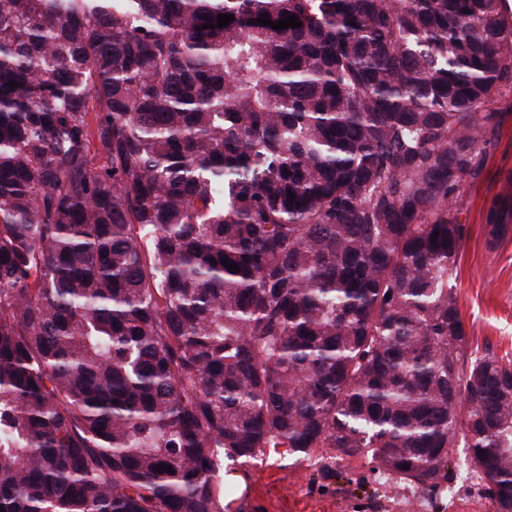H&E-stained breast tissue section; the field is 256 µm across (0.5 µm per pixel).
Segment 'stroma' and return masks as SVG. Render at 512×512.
I'll list each match as a JSON object with an SVG mask.
<instances>
[{
    "label": "stroma",
    "mask_w": 512,
    "mask_h": 512,
    "mask_svg": "<svg viewBox=\"0 0 512 512\" xmlns=\"http://www.w3.org/2000/svg\"><path fill=\"white\" fill-rule=\"evenodd\" d=\"M490 108L499 123L479 177L464 187L466 234L452 280L469 358L488 352L512 357V234L493 243L485 231L492 200L512 199V93L497 96ZM466 456V448L452 451L451 493L428 495L386 480L367 457L341 460L329 448L298 457L270 448L244 465L248 484L224 512H495L468 472Z\"/></svg>",
    "instance_id": "stroma-1"
}]
</instances>
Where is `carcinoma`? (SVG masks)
Returning a JSON list of instances; mask_svg holds the SVG:
<instances>
[{
  "instance_id": "obj_1",
  "label": "carcinoma",
  "mask_w": 512,
  "mask_h": 512,
  "mask_svg": "<svg viewBox=\"0 0 512 512\" xmlns=\"http://www.w3.org/2000/svg\"><path fill=\"white\" fill-rule=\"evenodd\" d=\"M505 91L502 0H0V508L224 512L268 448L438 494L461 432L512 512L450 286Z\"/></svg>"
}]
</instances>
